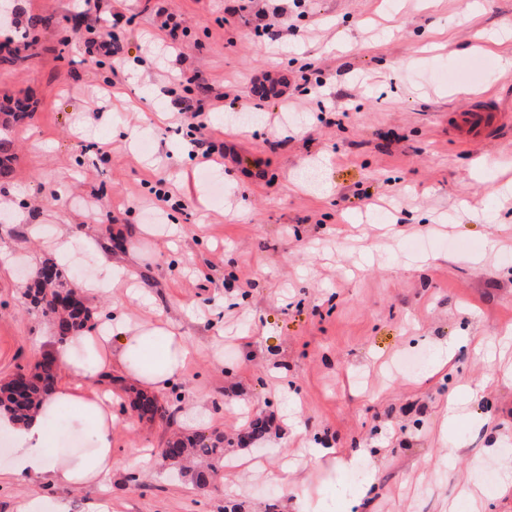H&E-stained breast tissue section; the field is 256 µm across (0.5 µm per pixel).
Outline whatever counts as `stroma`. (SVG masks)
Masks as SVG:
<instances>
[{
  "mask_svg": "<svg viewBox=\"0 0 512 512\" xmlns=\"http://www.w3.org/2000/svg\"><path fill=\"white\" fill-rule=\"evenodd\" d=\"M18 5L0 31L18 39L0 102L29 104L0 174V384L55 338L24 294L59 227L75 238L68 286L102 278L103 255L124 270L126 287L84 298L93 317L171 323L193 354L152 422L129 421L135 383L113 377L104 485L13 480L0 448V512L25 498L39 512L100 499L109 512H298L321 498L348 512L354 470L373 482L364 512H512L499 486L512 443V194L499 192L512 184V0ZM160 9L180 24L178 51ZM106 30L123 61L86 55ZM200 81L225 93L223 110L177 119L174 99ZM284 102L298 107L285 120ZM475 103L508 118L491 137H457ZM202 137L221 163L201 167ZM158 188L176 206L158 209ZM412 355L422 370L401 372ZM258 416L272 420L265 440L236 446ZM186 428L226 440L224 472L203 488L137 461ZM319 444L335 459L314 457ZM283 458L285 487L269 477Z\"/></svg>",
  "mask_w": 512,
  "mask_h": 512,
  "instance_id": "stroma-1",
  "label": "stroma"
}]
</instances>
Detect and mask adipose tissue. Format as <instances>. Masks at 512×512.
Masks as SVG:
<instances>
[{
	"label": "adipose tissue",
	"mask_w": 512,
	"mask_h": 512,
	"mask_svg": "<svg viewBox=\"0 0 512 512\" xmlns=\"http://www.w3.org/2000/svg\"><path fill=\"white\" fill-rule=\"evenodd\" d=\"M190 353L173 331L139 330L119 314L57 344L53 356L66 381L24 419L0 410V432L13 448L10 475L76 489L105 478L112 471L115 416L112 392L101 387V380L117 370L151 390H165L180 376ZM64 407L73 412L72 431L81 447L59 445L56 418Z\"/></svg>",
	"instance_id": "adipose-tissue-1"
}]
</instances>
